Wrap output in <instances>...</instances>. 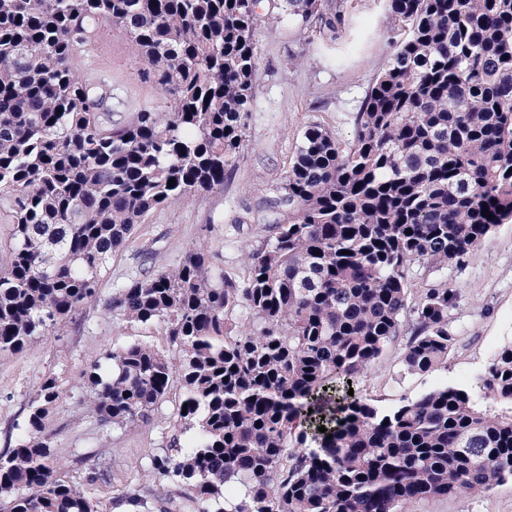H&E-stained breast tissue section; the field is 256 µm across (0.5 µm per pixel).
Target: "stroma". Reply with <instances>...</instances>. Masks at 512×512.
<instances>
[{"label": "stroma", "instance_id": "obj_1", "mask_svg": "<svg viewBox=\"0 0 512 512\" xmlns=\"http://www.w3.org/2000/svg\"><path fill=\"white\" fill-rule=\"evenodd\" d=\"M276 3L261 2L253 102L245 117L243 145L225 171L223 186L150 212L113 253L100 282L102 295L135 275L142 250L150 246L155 249L154 270L172 268L186 251L203 244L226 278L241 280L244 248L260 245L271 226L286 216L277 188L307 127L318 123L340 141H350L369 86L390 60L394 42L408 34L389 16L387 0H324V13L341 16L333 31L315 17L302 26L282 19ZM80 67L111 87L113 125L126 124L141 110L169 106L147 79L122 29L102 25ZM443 280L457 293L448 317L454 341L447 360L421 375L402 374L401 358L412 330L401 327L360 379V394L378 408L391 409L433 387L457 385L469 389L480 406L504 411V404L484 399L477 377L501 347L512 343V224L497 227L463 268L432 273L415 265L409 303L419 302L426 288ZM134 342L168 345L162 324L131 322L94 302L84 306L63 334L39 337L20 353H0V452L21 440L27 404L42 376H56L63 397L50 414L54 450L63 474L85 487L99 512H160L168 502L185 500L177 477L151 467L154 457L171 451L177 393H170L150 420L121 428L100 425L85 405L89 391L83 371ZM104 459L111 464L108 483L87 485V476ZM409 512H512V482L482 493L421 500Z\"/></svg>", "mask_w": 512, "mask_h": 512}]
</instances>
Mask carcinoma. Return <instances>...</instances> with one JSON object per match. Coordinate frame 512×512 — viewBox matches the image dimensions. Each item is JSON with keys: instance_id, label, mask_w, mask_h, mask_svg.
Returning a JSON list of instances; mask_svg holds the SVG:
<instances>
[{"instance_id": "obj_1", "label": "carcinoma", "mask_w": 512, "mask_h": 512, "mask_svg": "<svg viewBox=\"0 0 512 512\" xmlns=\"http://www.w3.org/2000/svg\"><path fill=\"white\" fill-rule=\"evenodd\" d=\"M258 0H0V352L63 331L100 300L112 253L152 210L224 184L256 78ZM322 0H280L306 23ZM409 30L368 90L355 133L310 125L283 177L288 220L246 253L240 283L202 248L147 266L104 302L166 326L165 352L132 343L85 373L100 422L145 420L180 390L175 455L151 465L190 489L191 512H403L512 480V410L443 385L383 410L348 395L397 336L402 374L448 358L456 293L408 305V272L461 267L512 224V0H389ZM123 29L169 99L112 127V89L77 59L101 23ZM175 185H168L169 180ZM488 208L493 218L482 215ZM512 405V343L479 375ZM57 378L0 455V512H98L66 480L48 418ZM325 426L322 433L318 427ZM316 447H307L308 441Z\"/></svg>"}]
</instances>
